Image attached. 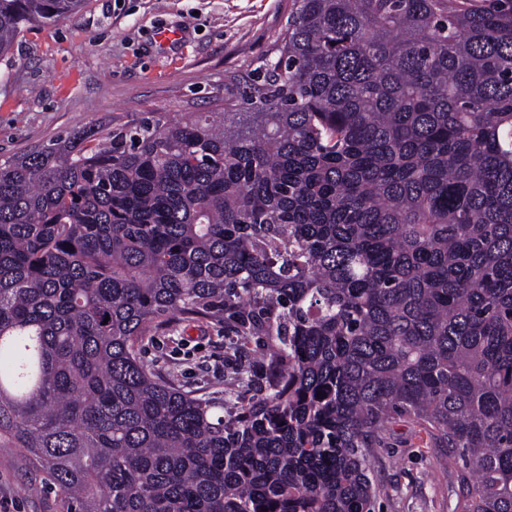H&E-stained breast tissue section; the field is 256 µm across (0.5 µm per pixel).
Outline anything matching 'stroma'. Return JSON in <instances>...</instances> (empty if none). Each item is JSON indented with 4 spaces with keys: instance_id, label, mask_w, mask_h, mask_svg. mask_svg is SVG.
<instances>
[{
    "instance_id": "stroma-1",
    "label": "stroma",
    "mask_w": 512,
    "mask_h": 512,
    "mask_svg": "<svg viewBox=\"0 0 512 512\" xmlns=\"http://www.w3.org/2000/svg\"><path fill=\"white\" fill-rule=\"evenodd\" d=\"M288 0H86L25 31L0 59V159L77 131L103 136L154 112H220L233 76L253 72L284 29ZM224 331L199 323L156 337L145 357L185 389L224 386ZM372 464L384 512H457L456 469L418 427L393 425ZM0 500L57 512L58 495L19 449L0 443Z\"/></svg>"
}]
</instances>
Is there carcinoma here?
Here are the masks:
<instances>
[{
	"label": "carcinoma",
	"instance_id": "carcinoma-1",
	"mask_svg": "<svg viewBox=\"0 0 512 512\" xmlns=\"http://www.w3.org/2000/svg\"><path fill=\"white\" fill-rule=\"evenodd\" d=\"M84 3L0 0V58ZM89 138L0 160V438L59 512H373L397 417L512 512V0H291L225 111ZM199 321L208 397L142 356Z\"/></svg>",
	"mask_w": 512,
	"mask_h": 512
}]
</instances>
